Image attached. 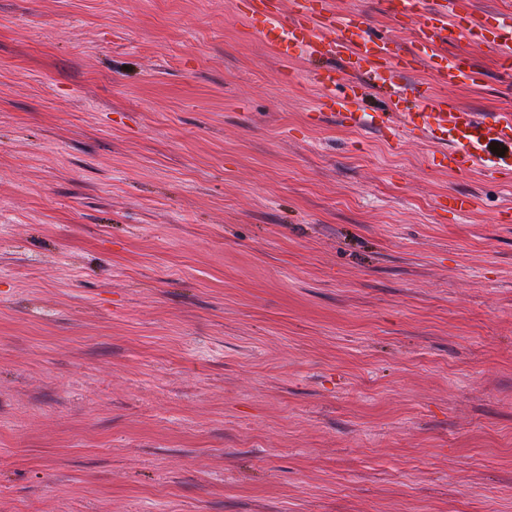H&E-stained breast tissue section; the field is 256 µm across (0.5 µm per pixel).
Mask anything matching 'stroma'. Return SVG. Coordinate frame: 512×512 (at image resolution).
Here are the masks:
<instances>
[{"label":"stroma","instance_id":"obj_1","mask_svg":"<svg viewBox=\"0 0 512 512\" xmlns=\"http://www.w3.org/2000/svg\"><path fill=\"white\" fill-rule=\"evenodd\" d=\"M241 9L0 0V512H512V186L314 120Z\"/></svg>","mask_w":512,"mask_h":512}]
</instances>
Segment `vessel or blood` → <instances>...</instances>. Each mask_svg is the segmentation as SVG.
Returning a JSON list of instances; mask_svg holds the SVG:
<instances>
[{
    "mask_svg": "<svg viewBox=\"0 0 512 512\" xmlns=\"http://www.w3.org/2000/svg\"><path fill=\"white\" fill-rule=\"evenodd\" d=\"M387 3L393 13L413 21L409 46H400L388 36L373 38L362 15L333 12L330 0H250L246 18L280 59L299 51L315 59L340 61V68L314 72L324 90L326 107L340 123L352 128L376 126L395 148L407 132H420L443 144L442 160L449 168L464 175L479 168L487 178L511 184L512 161L487 150L494 142H512L511 113L488 121L450 98H432L420 89H408L401 78L409 70L426 67L443 86L475 79L477 72L467 60L455 57L443 65L436 63L437 43L452 34L489 42L499 50L504 72H511L512 54L505 47L512 44V14H495L499 33L489 40L479 34L478 23L462 25L447 0H435L423 12L418 9V0ZM375 87L388 97L390 113L376 117L354 110L356 100Z\"/></svg>",
    "mask_w": 512,
    "mask_h": 512,
    "instance_id": "b4317fda",
    "label": "vessel or blood"
}]
</instances>
